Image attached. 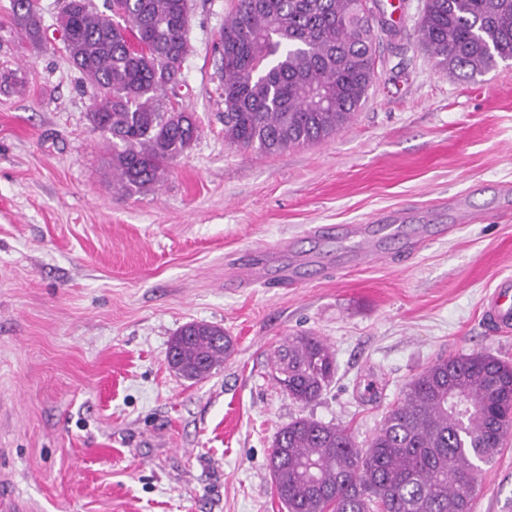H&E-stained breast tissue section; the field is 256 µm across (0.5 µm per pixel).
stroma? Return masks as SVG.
<instances>
[{
	"mask_svg": "<svg viewBox=\"0 0 512 512\" xmlns=\"http://www.w3.org/2000/svg\"><path fill=\"white\" fill-rule=\"evenodd\" d=\"M237 0H191L173 105L192 146L154 189L113 186L85 80L41 0L45 43L10 30L0 0V475L29 512H287L268 466L274 436L307 416L366 446L406 385L437 358L512 363L485 294L512 279V60L471 78L423 47L424 0H401L396 40L354 121L322 143L260 156L224 140L215 46ZM472 223L454 226L456 206ZM441 239L356 261L321 224L381 223L391 208ZM288 243L294 287H242L252 250ZM224 329L233 354L191 381L166 359L187 323ZM311 334L336 375L302 406L270 375L288 337ZM470 512H512V434L481 464Z\"/></svg>",
	"mask_w": 512,
	"mask_h": 512,
	"instance_id": "35a3bbf8",
	"label": "stroma"
}]
</instances>
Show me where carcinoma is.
<instances>
[{"label": "carcinoma", "mask_w": 512, "mask_h": 512, "mask_svg": "<svg viewBox=\"0 0 512 512\" xmlns=\"http://www.w3.org/2000/svg\"><path fill=\"white\" fill-rule=\"evenodd\" d=\"M62 0L57 22L93 101L92 130L111 147L117 188L158 185L200 126L162 95L181 81L189 52L190 0ZM14 28L33 47L44 26L39 0H11ZM396 28L380 0H238L215 48L224 140L260 155L327 140L348 126L376 75V42ZM419 36L437 67L469 78L512 59V0H425ZM174 369L199 380L224 364L233 344L202 322L172 339ZM336 372L316 336L286 339L271 376L301 405ZM512 429V365L486 353L442 357L419 373L385 415L367 448L351 433L297 417L276 433L269 457L288 512H469L478 464Z\"/></svg>", "instance_id": "obj_1"}]
</instances>
